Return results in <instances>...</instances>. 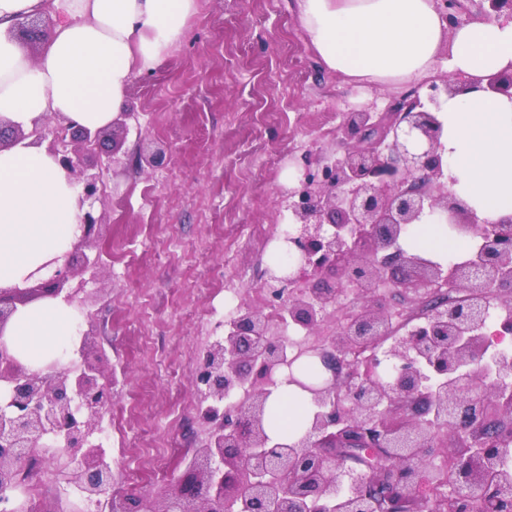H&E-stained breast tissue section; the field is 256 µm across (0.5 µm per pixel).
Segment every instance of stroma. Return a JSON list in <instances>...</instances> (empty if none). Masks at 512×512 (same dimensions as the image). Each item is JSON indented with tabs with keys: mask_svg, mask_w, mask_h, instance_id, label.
I'll list each match as a JSON object with an SVG mask.
<instances>
[{
	"mask_svg": "<svg viewBox=\"0 0 512 512\" xmlns=\"http://www.w3.org/2000/svg\"><path fill=\"white\" fill-rule=\"evenodd\" d=\"M405 96L358 88L326 69L303 31L297 0H197L181 40L153 74L135 77L124 140L104 131L87 172H102L101 256L88 281L91 354L105 353L115 377L112 460L124 495L162 503L185 472L202 429L192 371L223 332L224 291L272 316L265 271L290 222L281 199L302 153L342 152L346 113L390 112ZM164 152L163 166L146 157ZM151 477L130 485L136 466ZM39 512H75L83 500L52 458Z\"/></svg>",
	"mask_w": 512,
	"mask_h": 512,
	"instance_id": "35a3bbf8",
	"label": "stroma"
}]
</instances>
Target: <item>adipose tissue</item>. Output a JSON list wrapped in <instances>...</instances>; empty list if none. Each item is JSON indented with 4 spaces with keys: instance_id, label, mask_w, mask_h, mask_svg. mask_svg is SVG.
I'll list each match as a JSON object with an SVG mask.
<instances>
[{
    "instance_id": "adipose-tissue-1",
    "label": "adipose tissue",
    "mask_w": 512,
    "mask_h": 512,
    "mask_svg": "<svg viewBox=\"0 0 512 512\" xmlns=\"http://www.w3.org/2000/svg\"><path fill=\"white\" fill-rule=\"evenodd\" d=\"M299 21L328 70L362 87L408 89L434 76L440 56L464 92L441 100L450 190L483 219L512 217V99L488 92V76L512 73V15L449 28L435 0H298ZM196 0H0V118L26 138L0 148V286H24L81 235L78 189L30 135L60 113L90 130L127 108L136 75L151 72L184 34ZM52 13L38 59L15 37L21 21ZM416 251L467 259L476 237L451 238L429 219L412 225ZM73 309L59 299L18 308L0 337L26 366L64 365L79 345ZM308 394L279 384L266 407L268 433L288 441L307 422Z\"/></svg>"
}]
</instances>
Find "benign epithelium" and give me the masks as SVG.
<instances>
[{
    "instance_id": "obj_1",
    "label": "benign epithelium",
    "mask_w": 512,
    "mask_h": 512,
    "mask_svg": "<svg viewBox=\"0 0 512 512\" xmlns=\"http://www.w3.org/2000/svg\"><path fill=\"white\" fill-rule=\"evenodd\" d=\"M483 18L512 14V0H482ZM453 29L470 14L464 0H438ZM46 22L19 23L18 37L35 43ZM486 89L512 99V74L487 78ZM414 92L387 119L368 109L345 115L338 132L353 140L343 156L311 171L304 156L299 186L288 193L293 222L282 242L288 266L268 274L281 300V319L318 334L345 288H358L359 306L345 314L327 341L293 350L272 334L259 310L241 306L224 336L206 350L194 374L206 435L183 478L152 512H512V351L490 350L494 335H512V219L489 222L448 191L438 119L439 99L458 91L450 81ZM102 131L60 118L26 133L0 120V146L29 135L52 136L51 154L79 189L82 238L46 278L25 288L0 286V500L21 512L14 492L39 448L67 460L84 500L117 507L112 464L94 439L112 405V387L91 361V332L78 359L32 369L8 350L3 332L18 306L60 298L82 312L95 295L84 273L98 259L82 249L100 237V177L82 167ZM428 216L480 239L468 259L450 265L404 249L410 225ZM76 287H71L73 280ZM393 291L382 297L377 285ZM316 358L330 378L306 383L297 366ZM316 407L297 441H272L266 403L282 372ZM461 444L449 448L443 435ZM441 449L464 470L440 500L427 492L424 451Z\"/></svg>"
}]
</instances>
